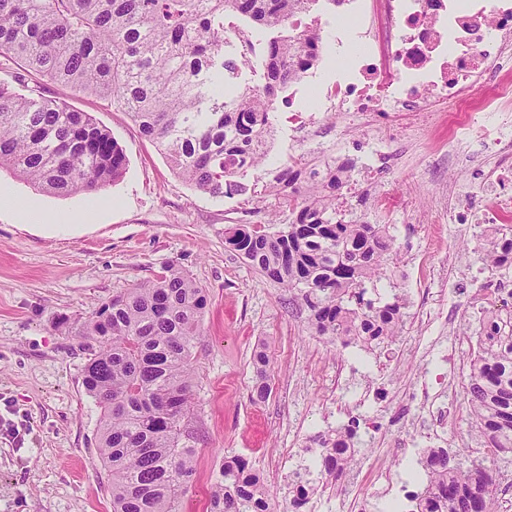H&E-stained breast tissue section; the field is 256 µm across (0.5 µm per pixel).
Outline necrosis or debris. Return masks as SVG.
<instances>
[{
    "label": "necrosis or debris",
    "instance_id": "1",
    "mask_svg": "<svg viewBox=\"0 0 512 512\" xmlns=\"http://www.w3.org/2000/svg\"><path fill=\"white\" fill-rule=\"evenodd\" d=\"M358 23L361 56L348 75L327 87L319 112L289 109L288 122L304 140H315L323 115L342 114L350 124L392 112H423L443 105L448 143L488 157L472 186L490 199L477 209L448 188V221L488 238L512 222V0H345ZM507 67L500 85L485 91L494 66ZM444 374L426 372L421 387L407 390L391 412L401 427L417 406H428L423 432L436 440L466 404L464 391L443 396ZM374 498L405 506L420 500L427 482L419 474L371 465L364 472Z\"/></svg>",
    "mask_w": 512,
    "mask_h": 512
}]
</instances>
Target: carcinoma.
<instances>
[{"label":"carcinoma","mask_w":512,"mask_h":512,"mask_svg":"<svg viewBox=\"0 0 512 512\" xmlns=\"http://www.w3.org/2000/svg\"><path fill=\"white\" fill-rule=\"evenodd\" d=\"M336 0H0V57L16 78L76 88L128 115L158 144L176 176L211 196L247 195L266 153L270 113L288 80L316 53L318 34L292 20ZM263 44V84L235 86ZM43 192L102 190L126 157L111 132L89 114L0 82V166ZM344 186L311 165L283 162L266 184L288 208V224L225 229V242L265 277L301 293L319 336L394 340L403 330L396 306L373 307L364 282L378 277L392 238L384 224L351 222L336 207ZM491 269L512 266V225L485 249ZM207 305L205 290L167 268L156 279L102 304L83 326L88 353L83 386L101 409L96 454L110 476L112 512H182L195 476L194 348ZM499 314L483 319L465 393L480 447L512 453V331ZM319 470L301 482L339 475L350 453L341 433L319 436ZM428 487L418 512H493L496 471L484 458L450 464L424 453ZM224 483L210 512H268L267 490L242 457L224 463Z\"/></svg>","instance_id":"carcinoma-1"}]
</instances>
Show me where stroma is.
Wrapping results in <instances>:
<instances>
[{
  "instance_id": "stroma-1",
  "label": "stroma",
  "mask_w": 512,
  "mask_h": 512,
  "mask_svg": "<svg viewBox=\"0 0 512 512\" xmlns=\"http://www.w3.org/2000/svg\"><path fill=\"white\" fill-rule=\"evenodd\" d=\"M43 93L106 127L127 164L107 188L71 196L42 193L0 167V189L61 216L59 224L45 225L0 209V512H112L108 473L95 454L100 408L82 385L86 353L80 331L103 303L165 268L186 272L208 297L193 363L196 482L184 512H207L224 463L235 456L246 458L269 490V512H292L288 481L297 465L317 460L315 433L347 428L344 407L362 391L379 398L369 422H385L394 396L420 382L427 340L443 339L449 362H458L483 312L505 305L501 297L480 296L452 320L418 318L413 300L419 279L434 272L444 285L472 276L466 260L483 247L458 224H444L432 237L426 225H414L411 214L370 210L378 185L404 193L420 213L440 201L438 187L447 176L469 187L473 161L443 149L441 126L428 127L411 143L402 132L419 124V117L392 113L386 164L374 169L370 181L339 192L345 209L387 225L393 252L383 274L366 286L378 289L379 304L399 303L404 319L395 341L373 349L354 343L344 350L314 333L300 298L224 240L233 224L273 220L285 226L288 211L277 197L257 204L248 196L196 192L125 113L69 87L48 83ZM271 121L275 133L257 172L262 183L288 154L309 163L317 159L296 139L285 113H272ZM412 232L425 238L426 259L417 270L408 269L403 247ZM259 348L269 358L271 393L263 401L252 397V358ZM343 355L360 360L362 372L337 377ZM353 457L354 467L316 490L323 503L318 512H361L369 489L357 464L399 470L407 462L381 432L357 434Z\"/></svg>"
}]
</instances>
